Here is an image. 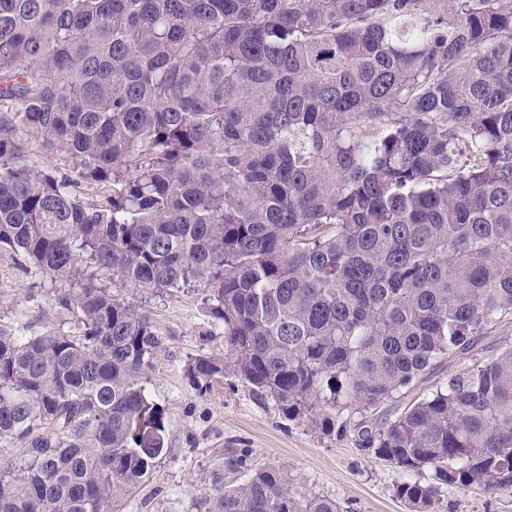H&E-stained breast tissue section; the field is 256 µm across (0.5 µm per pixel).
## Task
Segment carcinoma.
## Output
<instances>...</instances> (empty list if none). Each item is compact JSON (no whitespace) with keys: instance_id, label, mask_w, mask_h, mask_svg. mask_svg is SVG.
I'll return each mask as SVG.
<instances>
[{"instance_id":"cac0c4a2","label":"carcinoma","mask_w":512,"mask_h":512,"mask_svg":"<svg viewBox=\"0 0 512 512\" xmlns=\"http://www.w3.org/2000/svg\"><path fill=\"white\" fill-rule=\"evenodd\" d=\"M2 253L71 327L0 326V512H121L165 451L159 331L111 283L201 289L227 353L192 384L356 435L409 512L512 493V346L478 348L512 319V0H0ZM224 470L195 512H343ZM16 122L17 134L24 142L29 164L38 170L52 173L59 177L64 174H71L72 162L57 153L48 151L42 146L41 141L26 131L19 119H16ZM448 376V363L446 362L443 366L439 367L437 370L434 371V373L430 376H428L427 380L420 384L416 390L408 393L405 395V398H402L401 402H408L410 398L417 397L423 392L427 391V388H430L432 385L446 379ZM396 403V405L389 406V405H382L380 406L375 412H378V414H381L383 411H386L387 415H394L399 411V408L401 406H404L405 404L402 403Z\"/></svg>"}]
</instances>
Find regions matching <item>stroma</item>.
Here are the masks:
<instances>
[{
  "mask_svg": "<svg viewBox=\"0 0 512 512\" xmlns=\"http://www.w3.org/2000/svg\"><path fill=\"white\" fill-rule=\"evenodd\" d=\"M31 281L29 272L0 254V324L46 331L67 322L46 293L27 298ZM121 294L143 306L161 334V350L143 385L165 413L168 439L167 453L150 479L128 495L123 512H187L194 493L223 469L225 455L239 449L249 468L283 469L299 495L334 498L345 512H408L395 494L399 472L362 454L353 437L327 436L306 421L284 418L229 371L210 390L193 386L185 374L188 357L226 350L197 293L161 298L148 289L125 288ZM431 512H512V493L451 489L437 497Z\"/></svg>",
  "mask_w": 512,
  "mask_h": 512,
  "instance_id": "35a3bbf8",
  "label": "stroma"
}]
</instances>
